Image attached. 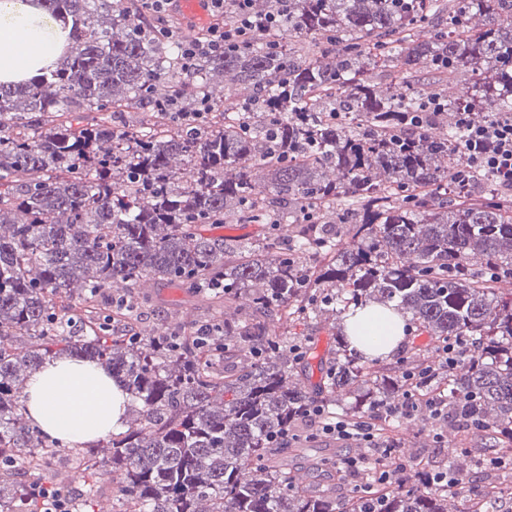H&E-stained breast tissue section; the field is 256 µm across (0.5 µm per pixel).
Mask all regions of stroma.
<instances>
[{
	"mask_svg": "<svg viewBox=\"0 0 512 512\" xmlns=\"http://www.w3.org/2000/svg\"><path fill=\"white\" fill-rule=\"evenodd\" d=\"M124 296L133 303L134 323L142 333L157 335L164 333L185 334L215 318L226 315L243 316L249 308L246 300L223 303L185 289L160 281L147 280L139 286L126 289L113 285L105 289L99 299L101 308H111L115 296ZM344 325L343 317L322 312L307 322H283L270 320L269 330L277 339L288 344H299L309 348L310 355L298 362L294 376L299 382L312 387L321 379L320 362L336 349V333ZM420 357L430 363L435 352L430 336L407 324L403 347L394 355L378 359L377 365L392 373L401 372L403 363L410 357ZM404 439L399 454L411 468L425 465L451 468L469 466L471 460L488 453L491 441L484 432L466 434L446 421H438L428 412H419L414 418L404 421ZM357 441L342 442L327 435L311 436L303 450L280 448L276 457L287 458L290 469L303 483L313 487L333 485L327 473L309 468L312 459L335 456L338 448H357Z\"/></svg>",
	"mask_w": 512,
	"mask_h": 512,
	"instance_id": "stroma-1",
	"label": "stroma"
}]
</instances>
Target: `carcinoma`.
Masks as SVG:
<instances>
[{"label":"carcinoma","mask_w":512,"mask_h":512,"mask_svg":"<svg viewBox=\"0 0 512 512\" xmlns=\"http://www.w3.org/2000/svg\"><path fill=\"white\" fill-rule=\"evenodd\" d=\"M43 2L72 18L71 46L49 73L0 84V512L43 509L34 488L13 489L10 463L34 448H68L30 425L23 404L26 377L67 354L104 367L129 396L128 429L76 453L88 477L121 472L130 512H448L450 498L486 512L495 484L476 490L461 478L446 487L430 481V468L409 486L376 487L368 500L338 502L300 485L274 460L272 439L298 428L314 397L292 381L296 358L261 317L302 312L319 290L321 312L394 305L435 342L475 340L461 372L418 393L446 385L448 417L463 429L479 421L495 441L491 455L512 465V298L487 273L512 267V196L483 201L471 193L476 180L459 186L463 133L454 121L439 126L448 113H512V0H288L284 14L265 0L250 10L275 20L224 56L197 60L189 76L178 43L156 34L136 0ZM475 15L484 18L479 31ZM429 26L432 39L416 41ZM300 37L313 40V56L289 48ZM421 61L437 86L471 72L472 91L418 89ZM378 67L393 75L389 95L375 88ZM217 75L229 78L220 101ZM234 83L252 95L236 98ZM189 90L211 103L192 132L167 123ZM130 109L155 122L113 129L111 116ZM65 112L98 116L75 127ZM406 113L420 127L403 123ZM256 168L267 173L263 188L251 178ZM330 208L335 221L324 223ZM229 215L289 221L292 243L242 245L201 232ZM338 225L350 237L343 247ZM298 252L327 262L310 275ZM148 278L226 303L244 298L254 316L209 322L202 339H138L133 325L119 333L93 315L103 289ZM75 284L86 308L71 321L59 312ZM12 336L29 343L4 347ZM337 343L320 386L326 413L357 422L402 395L401 377L371 370L347 336ZM244 353L249 363L226 365ZM376 427L401 443L398 421L379 415ZM45 486L60 491L68 512H93L95 486L81 494L50 478Z\"/></svg>","instance_id":"carcinoma-1"}]
</instances>
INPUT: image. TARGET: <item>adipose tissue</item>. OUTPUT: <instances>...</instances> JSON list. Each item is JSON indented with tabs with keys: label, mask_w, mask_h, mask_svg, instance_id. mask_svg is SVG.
Here are the masks:
<instances>
[{
	"label": "adipose tissue",
	"mask_w": 512,
	"mask_h": 512,
	"mask_svg": "<svg viewBox=\"0 0 512 512\" xmlns=\"http://www.w3.org/2000/svg\"><path fill=\"white\" fill-rule=\"evenodd\" d=\"M70 27L48 12L42 0H0V83L16 84L54 68L70 45ZM366 330L349 340L364 356L386 357L404 344V320L394 310L368 307L348 326ZM129 397L95 362L48 361L25 389L26 416L51 439L92 443L125 427Z\"/></svg>",
	"instance_id": "ef3b65f1"
}]
</instances>
